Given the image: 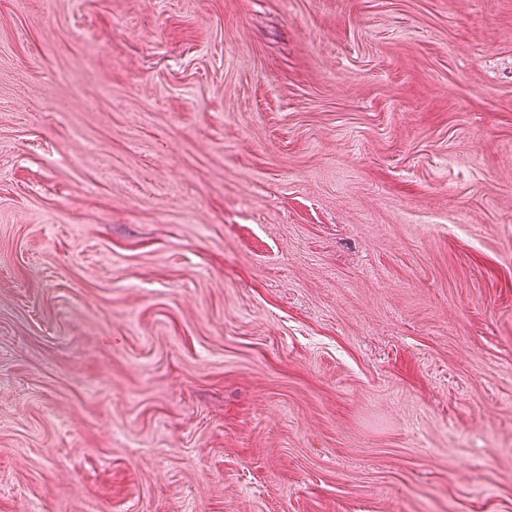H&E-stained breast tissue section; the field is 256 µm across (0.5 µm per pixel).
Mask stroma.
<instances>
[{
	"mask_svg": "<svg viewBox=\"0 0 512 512\" xmlns=\"http://www.w3.org/2000/svg\"><path fill=\"white\" fill-rule=\"evenodd\" d=\"M0 512H512V0H0Z\"/></svg>",
	"mask_w": 512,
	"mask_h": 512,
	"instance_id": "35a3bbf8",
	"label": "stroma"
}]
</instances>
